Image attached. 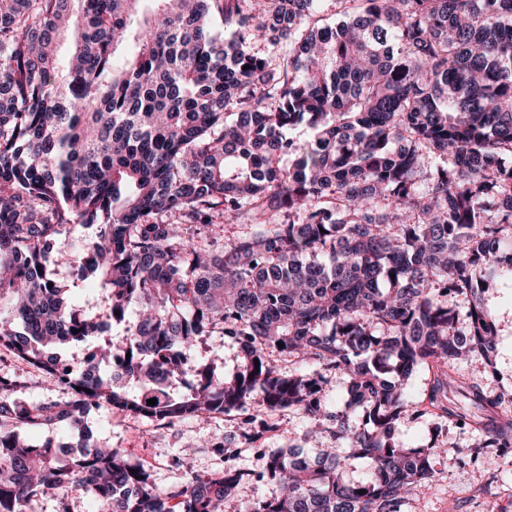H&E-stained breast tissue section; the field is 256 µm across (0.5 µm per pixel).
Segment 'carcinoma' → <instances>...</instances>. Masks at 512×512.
Returning a JSON list of instances; mask_svg holds the SVG:
<instances>
[{"instance_id": "1", "label": "carcinoma", "mask_w": 512, "mask_h": 512, "mask_svg": "<svg viewBox=\"0 0 512 512\" xmlns=\"http://www.w3.org/2000/svg\"><path fill=\"white\" fill-rule=\"evenodd\" d=\"M323 2L0 0V346L75 390L30 405L0 377V512L78 490L101 512H224L251 477L159 488L97 440L93 405L317 420L312 456L261 453L275 488L245 512H404L448 453L395 437L427 414L409 396L425 366L437 417L512 448V393L456 369L494 373L482 294L512 274V0H333V25ZM198 336L228 340L233 366L193 357ZM54 421L80 449L66 464L22 437ZM360 461L366 483L347 478Z\"/></svg>"}]
</instances>
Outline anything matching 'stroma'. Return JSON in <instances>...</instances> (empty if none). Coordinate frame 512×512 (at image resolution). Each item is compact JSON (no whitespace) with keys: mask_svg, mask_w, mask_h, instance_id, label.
Segmentation results:
<instances>
[{"mask_svg":"<svg viewBox=\"0 0 512 512\" xmlns=\"http://www.w3.org/2000/svg\"><path fill=\"white\" fill-rule=\"evenodd\" d=\"M486 306L494 313L498 326L494 352L496 376L492 386L512 392V278L490 282L483 294ZM0 376L23 381L18 399L43 403L62 398L63 393L43 382L32 367L11 352L0 349ZM266 420L280 424V431L254 444L243 435V414L218 415L208 421L182 418L168 425L129 414L108 405L92 411L89 424L102 443L123 449L129 460L151 470L154 482L162 487L183 483L186 475L176 460L185 446L197 444L200 437H232L224 452L199 447L195 469L205 475L222 468L225 459H233L240 468L260 467L259 448L302 446L303 436L314 425L313 419L297 410L266 413ZM402 442L424 444L440 437L449 446L447 456L436 461L441 476L438 481L420 488L409 500L406 512H502L512 506V453L485 454L477 463L460 466L458 452L476 449L478 435L457 427L435 428L433 422L406 420L400 423Z\"/></svg>","mask_w":512,"mask_h":512,"instance_id":"1","label":"stroma"}]
</instances>
